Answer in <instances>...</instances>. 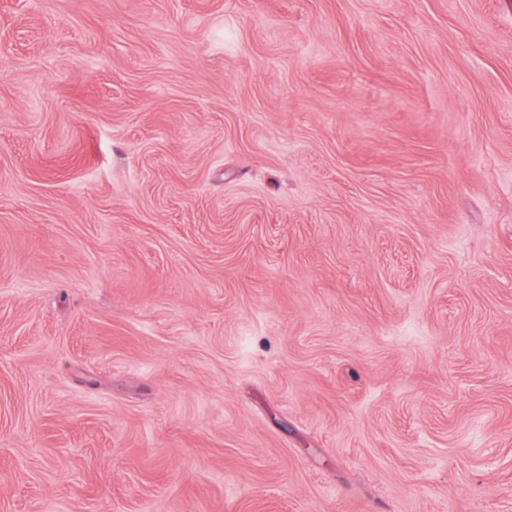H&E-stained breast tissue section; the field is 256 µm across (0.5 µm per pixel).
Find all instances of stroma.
<instances>
[{
    "mask_svg": "<svg viewBox=\"0 0 512 512\" xmlns=\"http://www.w3.org/2000/svg\"><path fill=\"white\" fill-rule=\"evenodd\" d=\"M0 512H512V0H0Z\"/></svg>",
    "mask_w": 512,
    "mask_h": 512,
    "instance_id": "obj_1",
    "label": "stroma"
}]
</instances>
